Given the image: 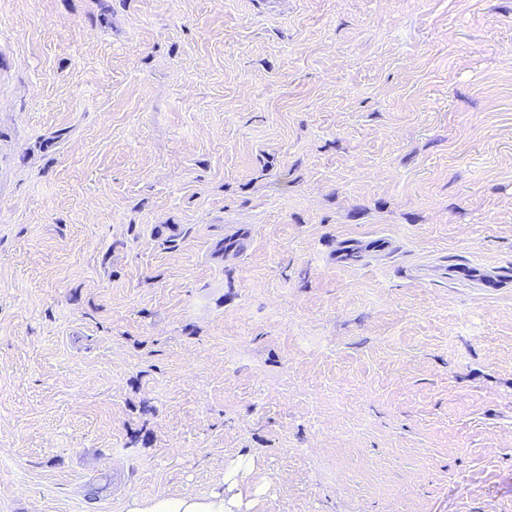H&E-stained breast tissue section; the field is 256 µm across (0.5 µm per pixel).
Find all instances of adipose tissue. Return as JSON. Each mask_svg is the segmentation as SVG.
<instances>
[{
    "mask_svg": "<svg viewBox=\"0 0 512 512\" xmlns=\"http://www.w3.org/2000/svg\"><path fill=\"white\" fill-rule=\"evenodd\" d=\"M251 469V464H237L225 475L224 489L206 497L193 495L151 499L130 497L127 512H239L242 505L239 478L249 474Z\"/></svg>",
    "mask_w": 512,
    "mask_h": 512,
    "instance_id": "1",
    "label": "adipose tissue"
}]
</instances>
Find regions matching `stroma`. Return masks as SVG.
<instances>
[{"label": "stroma", "mask_w": 512, "mask_h": 512, "mask_svg": "<svg viewBox=\"0 0 512 512\" xmlns=\"http://www.w3.org/2000/svg\"><path fill=\"white\" fill-rule=\"evenodd\" d=\"M465 266L512 277V0H0V512L241 459L249 512H512ZM390 247V243L383 238L369 240L366 244L347 241L341 242L336 249V260L343 262L356 253L363 251H385Z\"/></svg>", "instance_id": "obj_1"}]
</instances>
